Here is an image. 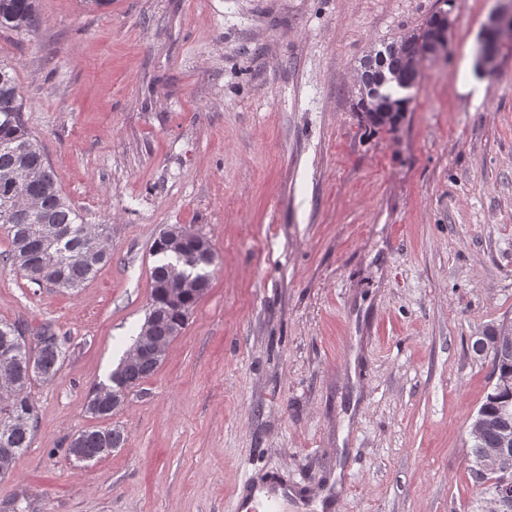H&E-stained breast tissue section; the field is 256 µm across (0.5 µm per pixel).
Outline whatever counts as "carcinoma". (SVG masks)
Segmentation results:
<instances>
[{
  "label": "carcinoma",
  "instance_id": "1",
  "mask_svg": "<svg viewBox=\"0 0 512 512\" xmlns=\"http://www.w3.org/2000/svg\"><path fill=\"white\" fill-rule=\"evenodd\" d=\"M438 14L431 15L421 27L399 36L408 47L417 44L422 32L435 24ZM42 24L36 0H0V30L29 36ZM367 86L387 97V109L379 112L372 101L358 94L356 107L362 121L373 127H395L408 110L412 96L392 91L387 79L399 73L412 83L418 73L405 68L400 55L378 50L365 58ZM0 229L10 239V249L0 261L16 270L23 279L40 288L74 292L86 286L102 266L111 260L109 238L97 239L102 225L87 224L79 210L62 192L55 172L41 145L26 125L23 101L15 66L0 61ZM190 261L155 245L157 263L150 272V296L143 326L163 338L185 328L189 314L200 297L189 296L185 308L168 306L170 289L179 287L181 277H190L199 287L211 284L210 267L217 255L212 243L201 251L194 240L185 241ZM493 343L491 369L497 378L512 376V332L491 328L484 332ZM66 337L53 323L32 328L24 322L0 321V368L10 371L13 389L0 391V448H14L21 454L29 447L36 430L35 408L27 394L36 381L52 380L65 356ZM37 351L38 371H28L27 350ZM162 359L150 354L125 368L116 367L108 380L94 386L85 410L92 417L110 419L116 413L112 395L125 401L129 392L151 377ZM488 426L480 433H469L471 475L481 487L472 512H512V444L506 447L491 469L482 462L492 448L502 447L504 437L512 438V388L492 384L485 401L477 410ZM124 435L110 426H97L79 433L72 441L69 454L81 449L82 460L95 461L111 455L109 449L120 448Z\"/></svg>",
  "mask_w": 512,
  "mask_h": 512
}]
</instances>
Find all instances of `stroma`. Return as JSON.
<instances>
[{"mask_svg":"<svg viewBox=\"0 0 512 512\" xmlns=\"http://www.w3.org/2000/svg\"><path fill=\"white\" fill-rule=\"evenodd\" d=\"M512 0H39L0 32L29 130L112 259L85 288L0 266V320L56 325L67 353L32 385L37 428L0 512H231L278 473L336 512H470L468 426L492 385L473 337L512 324ZM437 11L395 128L355 110L368 51ZM213 244L208 293L85 465L87 397L144 321L168 225ZM42 24L36 0H0V30L34 34ZM507 11H496L491 15L487 25H485L477 51V59L482 66L491 63L497 56V34L501 27H503V20ZM440 12H436L433 15H431L424 24H422L421 27L418 29H413L411 31H408L404 33L403 35L399 36L398 39L395 40H403L405 41L408 46L407 49H411L413 46H415L418 42V39L422 36V32L431 25H434L437 22L438 14ZM450 28V21L448 19V16L446 14L440 15L439 21L437 22L435 27H432L431 32L427 38L426 45L427 49L423 53L422 57H420V60L416 55H412L411 59V66L415 67L417 71H421V66L424 60L428 59L430 56L435 55L438 53L441 48L445 47L448 41V29ZM394 40V41H395ZM393 41V42H394ZM391 42V43H393ZM390 43V44H391ZM429 49H432V52H429ZM124 435L116 427L97 426L79 433L68 448L70 456L76 460L73 448H81L82 459L78 461H95L111 455L105 448H119L124 444ZM288 485L286 481H282L279 476L269 475L261 479V481L255 482L252 476L246 478L243 483V495L237 497L234 504L233 512H256V508L252 505L257 499L256 492H261L269 484Z\"/></svg>","mask_w":512,"mask_h":512,"instance_id":"35a3bbf8","label":"stroma"}]
</instances>
